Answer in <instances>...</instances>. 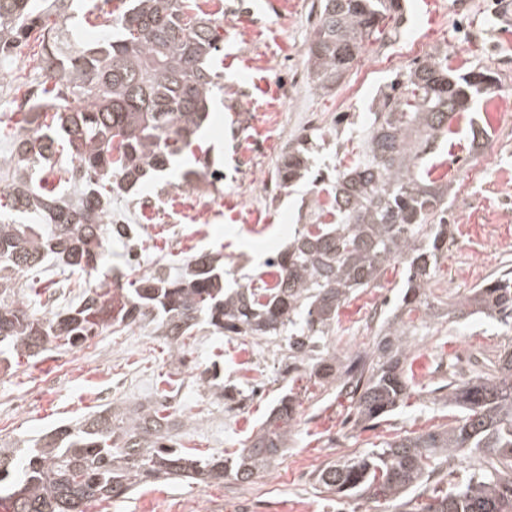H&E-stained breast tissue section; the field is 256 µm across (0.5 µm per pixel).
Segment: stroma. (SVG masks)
Listing matches in <instances>:
<instances>
[{"label":"stroma","mask_w":512,"mask_h":512,"mask_svg":"<svg viewBox=\"0 0 512 512\" xmlns=\"http://www.w3.org/2000/svg\"><path fill=\"white\" fill-rule=\"evenodd\" d=\"M204 11H223L224 93L210 106L205 132L183 152L180 171L145 178L113 200V210L140 225V270L156 261L182 272L195 253H221L227 282L261 271V258L282 247L288 231L307 223L327 192L304 178L264 197L282 150L319 129L326 138L316 159L340 168L357 159L369 111L380 89L434 48L448 52L457 73L490 70L499 87L490 99L457 116L431 159V177L448 183L452 240L438 275L437 293H465L489 275L512 267V0H402L397 32L370 43L335 90L314 88L304 52L320 0H204ZM42 47L29 41L17 60L0 64V127L12 132L21 118L14 108L30 83L45 80L33 60ZM487 127L484 150L473 151L471 130ZM208 157L224 178L180 189V172ZM403 270L389 266L376 288L356 291L339 311V351L372 347L380 334L376 313L401 293ZM444 343L445 359L464 354L495 356L506 330L474 318L433 321L417 331L413 369L424 383L437 381L432 346ZM176 354L152 327L105 331L75 347L51 344L43 356L19 358L0 373V440L34 442L53 426L73 423L107 406H132L176 379L171 404L180 421L178 439L199 456L235 455L281 394V338L227 336L201 325L184 336ZM219 366L223 383L245 394L224 402L203 382ZM303 394L299 425L287 452L271 472L251 483L231 480L201 486L174 479L141 485L131 494L87 502L86 512H337L320 493L314 472L327 462L368 450L397 436L453 422L428 391H412L405 404L375 425L353 427L349 403L312 381H297Z\"/></svg>","instance_id":"35a3bbf8"}]
</instances>
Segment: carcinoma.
Wrapping results in <instances>:
<instances>
[{"label": "carcinoma", "mask_w": 512, "mask_h": 512, "mask_svg": "<svg viewBox=\"0 0 512 512\" xmlns=\"http://www.w3.org/2000/svg\"><path fill=\"white\" fill-rule=\"evenodd\" d=\"M75 0H0V60L28 44L43 45L47 80L18 106L23 119L9 156L0 160V349L36 357L55 340L73 345L114 326L156 322L158 335L180 338L203 321L226 336H285L288 392L233 459L198 458L180 449L167 391L128 410L106 407L46 433L23 449L0 448V501L8 512H85L97 497L127 495L149 480L185 477L199 484L249 483L268 474L288 448L301 402L297 380L347 390L353 423H373L398 409L419 386L412 369L417 326L448 316H481L512 327V270L505 268L443 303L434 294L439 261L448 251V183L431 179L424 157L451 133L452 119L495 92L492 71L456 74L448 52L435 48L381 94L364 133L365 151L350 166L319 180L330 203L317 207L314 227L294 228L265 270L224 288L219 256L200 251L182 275L161 270L97 285L78 304L46 316L18 289V276L51 258L92 276L109 238L132 230L110 219L112 197L151 172L169 169L207 118L223 73L221 24L198 0H128L115 18L117 36L94 47L72 41L67 21ZM59 18L54 26L47 13ZM402 16L400 0H320L305 50L308 73L322 91L334 89L367 44ZM308 138L288 146L275 176L288 187L316 166ZM68 151L71 166L51 188L34 179ZM223 174L208 159L184 173L181 188ZM330 215L336 222L327 224ZM402 265V297L383 320L384 336L369 350L343 356L328 343L339 310L385 269ZM422 310L419 321L411 314ZM434 399L456 414L446 428L405 436L359 456L326 463L314 482L340 501L367 494L394 512H512V337L467 377L448 364ZM476 459L459 482L440 484L448 465ZM431 491L410 506L411 492Z\"/></svg>", "instance_id": "cac0c4a2"}]
</instances>
